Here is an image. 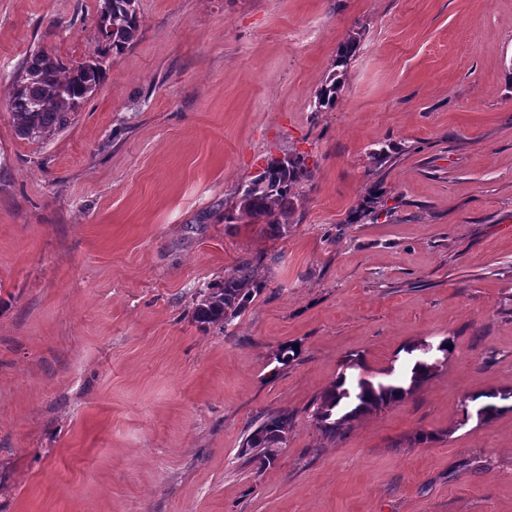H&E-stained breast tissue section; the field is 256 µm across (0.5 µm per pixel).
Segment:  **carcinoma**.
<instances>
[{"label": "carcinoma", "mask_w": 512, "mask_h": 512, "mask_svg": "<svg viewBox=\"0 0 512 512\" xmlns=\"http://www.w3.org/2000/svg\"><path fill=\"white\" fill-rule=\"evenodd\" d=\"M107 37L98 39L95 58L68 65L43 49L30 52L13 80L11 112L18 135L36 138L64 128L69 115L88 99L105 78L103 58L123 53L133 42L140 27L135 0H112V12L101 16ZM357 50V38L351 37L336 50L334 71L316 91L312 108L327 112L336 106L342 89V77ZM312 171L297 154L269 155L263 173L254 175L237 190L236 207L224 211V223L235 224L247 218L253 224H265L271 233L288 231L295 209L296 189L309 181ZM264 284L258 281L254 261L239 259L231 273L208 286L193 309V319L202 328L226 327L259 295ZM425 344L404 348L408 359L397 375L387 372L377 380L351 378L342 373L319 397L313 411L317 429L328 439L344 435L352 422L404 400L433 377L438 368L434 355L448 357L453 344L444 339L424 352ZM483 413V422L491 423L505 411H512V389H492L467 397V407ZM293 415L286 409L265 413L246 436L242 454L246 462L264 467L273 463L285 442L279 432L291 429Z\"/></svg>", "instance_id": "carcinoma-1"}]
</instances>
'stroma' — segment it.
<instances>
[{"instance_id": "stroma-1", "label": "stroma", "mask_w": 512, "mask_h": 512, "mask_svg": "<svg viewBox=\"0 0 512 512\" xmlns=\"http://www.w3.org/2000/svg\"><path fill=\"white\" fill-rule=\"evenodd\" d=\"M136 9L69 124L24 139V58L87 60L99 0H0V512H512V412L461 411L512 389V0ZM354 35L336 107L313 111ZM285 153L312 171L287 233L225 223ZM373 183L377 216L353 220ZM243 257L264 290L200 330V292ZM446 338L421 389L317 430L341 372L380 379ZM279 409L286 448L246 463ZM509 401L511 404H508ZM469 403H472L473 412L483 413V422L487 425L503 412L512 411V389H492L468 396L464 404L465 410H463L467 420ZM256 423L243 442L242 454L247 456V463L256 462L260 467L269 466L275 461L283 445H287L280 440L278 433L292 428L293 415L285 409L267 412Z\"/></svg>"}]
</instances>
